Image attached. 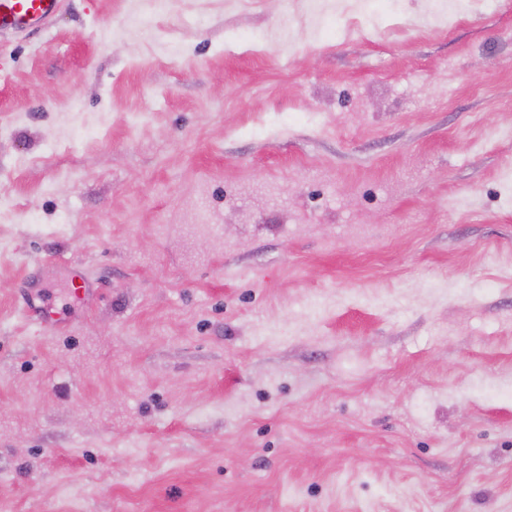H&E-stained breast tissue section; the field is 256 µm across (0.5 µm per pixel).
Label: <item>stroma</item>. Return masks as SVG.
<instances>
[{
  "instance_id": "stroma-1",
  "label": "stroma",
  "mask_w": 512,
  "mask_h": 512,
  "mask_svg": "<svg viewBox=\"0 0 512 512\" xmlns=\"http://www.w3.org/2000/svg\"><path fill=\"white\" fill-rule=\"evenodd\" d=\"M0 512H512V0L0 34Z\"/></svg>"
}]
</instances>
